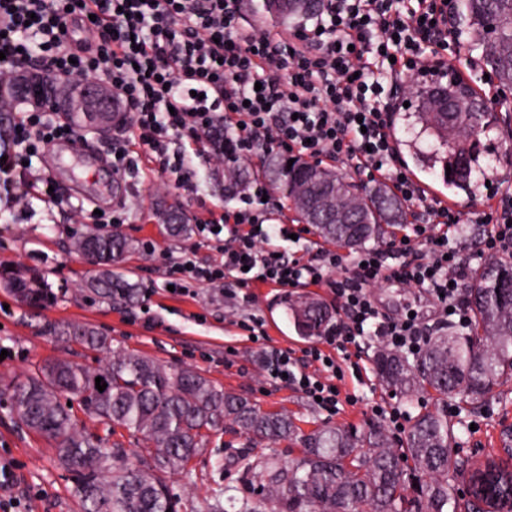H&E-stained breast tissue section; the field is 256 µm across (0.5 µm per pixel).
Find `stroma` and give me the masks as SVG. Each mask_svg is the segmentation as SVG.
I'll use <instances>...</instances> for the list:
<instances>
[{"label":"stroma","instance_id":"stroma-1","mask_svg":"<svg viewBox=\"0 0 512 512\" xmlns=\"http://www.w3.org/2000/svg\"><path fill=\"white\" fill-rule=\"evenodd\" d=\"M400 99L402 105L394 114L398 155L422 186L453 197L471 221L482 212L490 194L512 190V155L507 152L512 146V105L488 104L492 117L480 136L478 163L471 175L477 187L466 194L452 192L441 167L424 166L409 150L413 141L428 149L429 140L417 135L419 126L413 116L417 98L404 92ZM127 129V123L118 122L106 134L87 133V143L94 151L87 169L74 165L70 157L60 156L55 148L34 159V166L49 170L59 183L65 198L62 205L46 203L22 187L14 189L12 203L0 205V240L5 243L0 249V264L21 263L38 269L54 292L52 300L33 307L0 287V347L9 352L0 361V458L17 463L22 488L34 494L31 512H81V508L72 479L57 464L52 443L17 423L3 386L10 379L24 378L46 360L69 359L95 367L103 358L102 352L50 333L53 324L94 328L126 349L166 364L193 368L263 410L292 414L306 432L327 424L359 427L372 422L369 404L373 401H386L412 417L434 409L436 402L429 395L408 401L376 383L357 387L360 403L343 405L332 415L267 376L259 354L241 341L239 320L246 314H257L264 319L275 345L304 346V338L286 314V299L309 297L332 309L336 302L329 288H297L288 293L258 285L249 301L241 294L216 288L200 289L193 296L171 294L165 286L167 263L190 249L205 257L210 251L192 231L182 237L160 235L159 199L165 192L177 190L186 215L193 221L205 210L219 213L227 209L224 182L202 144L187 148L195 171L188 187L175 188L165 175L114 173L112 147L126 136ZM90 205L105 210L120 206L128 215L120 230L133 240L135 248L119 270L144 291L133 304L112 306L83 288L97 269L71 252L70 243L73 235L86 231L81 209ZM375 296L389 315L399 316L413 309L425 320L435 316L433 304L417 289L387 285L376 289ZM474 422L479 425L475 432L470 429ZM448 425L460 457L479 464L487 457L499 456L502 433L512 426V381L495 388L480 408L458 405ZM260 454L246 436L234 430L210 434L205 450L191 463V474L170 479L176 512H211L215 493L223 490L240 500L259 499L260 481L247 479L240 461Z\"/></svg>","mask_w":512,"mask_h":512}]
</instances>
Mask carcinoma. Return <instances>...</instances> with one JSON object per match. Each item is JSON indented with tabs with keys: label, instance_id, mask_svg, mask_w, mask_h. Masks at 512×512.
Masks as SVG:
<instances>
[{
	"label": "carcinoma",
	"instance_id": "obj_1",
	"mask_svg": "<svg viewBox=\"0 0 512 512\" xmlns=\"http://www.w3.org/2000/svg\"><path fill=\"white\" fill-rule=\"evenodd\" d=\"M320 0H267L279 16L304 17ZM469 42L495 78L512 85V0H461ZM417 136L434 138L430 159L437 160L480 134L482 113L461 112L451 129L425 125ZM241 169V182L224 186L226 196L239 194L248 183L249 166L226 159ZM276 190L291 197L290 182L312 172L324 186L336 185L338 174L286 157H271ZM363 224H328L322 213L294 204L299 221L314 227L327 242L362 247L382 239L384 225L403 220V203L384 186L364 194ZM163 232L177 237L189 231L176 198L160 203ZM71 248L101 267L88 290L109 303L128 304L139 290L115 271L132 249L124 235L85 232ZM0 284L21 299L37 304L48 285L30 270L17 266L0 273ZM474 324L467 333L453 331L432 338L413 358L387 348L375 354L374 369L382 386L394 395L413 399L422 391L444 397L434 411L418 414L404 446L397 448L386 428L372 423L361 429L324 427L300 431L286 412H265L247 399L228 393L193 368L157 362L121 346L94 330L50 327L56 335L105 353L98 366L56 359L38 367L12 387L14 414L25 428L55 446L58 464L73 478L81 512H175L167 478L188 473L189 462L203 449L207 432L231 425L273 449L284 440L302 444L301 454L281 461L265 457L263 473L272 488L275 512H460L473 508L461 497L456 481L481 475L500 495L512 486V469L493 459L483 471L466 474L454 450L448 427V396L480 404L496 387L512 380V261L497 262L478 276L469 292ZM287 312L304 337L318 336L330 313L324 304L302 298L287 304ZM103 378L104 391L95 378ZM76 402L70 406L64 399ZM79 408L113 431L118 425L142 441L128 449L120 442L89 434L74 413Z\"/></svg>",
	"mask_w": 512,
	"mask_h": 512
}]
</instances>
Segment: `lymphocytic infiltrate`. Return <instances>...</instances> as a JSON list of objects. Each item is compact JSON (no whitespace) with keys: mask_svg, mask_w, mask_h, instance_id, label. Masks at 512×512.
I'll return each instance as SVG.
<instances>
[{"mask_svg":"<svg viewBox=\"0 0 512 512\" xmlns=\"http://www.w3.org/2000/svg\"><path fill=\"white\" fill-rule=\"evenodd\" d=\"M242 0H0V69L36 67L42 75H80L110 83L129 115L133 139L159 172L177 186L191 181L186 142L199 128L221 129L237 159L286 153L329 161L391 188L411 208L393 249L282 244L298 233L278 221L281 207L256 182L243 207L197 223L213 251L207 261L188 252L166 282L175 294L197 289H281L326 286L337 319L324 344L295 349L273 345L263 319L240 322L275 383L322 409L356 404L345 379L366 383L362 344L373 336L391 350L423 349L430 333L472 323L462 292L471 259L452 246L461 211L427 197L398 160L392 133L396 94L429 62L423 49L458 51L461 36L448 26L446 0H323L299 31L273 37L242 25ZM41 105L20 110L12 149L0 160V181L51 188L49 175L27 162L38 147L83 141ZM481 259L512 258V193L482 213ZM401 283L428 293L438 307L433 323L384 313L373 290Z\"/></svg>","mask_w":512,"mask_h":512,"instance_id":"lymphocytic-infiltrate-1","label":"lymphocytic infiltrate"}]
</instances>
